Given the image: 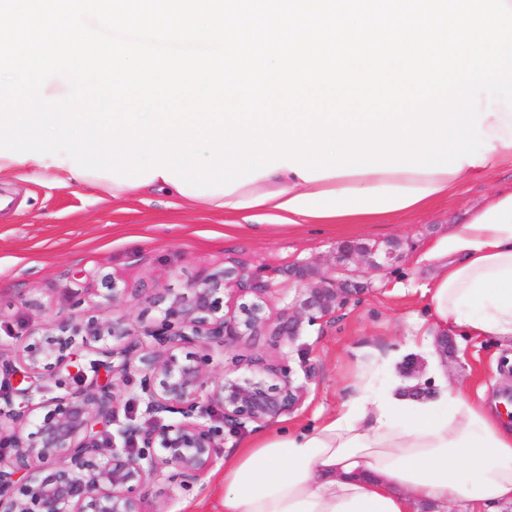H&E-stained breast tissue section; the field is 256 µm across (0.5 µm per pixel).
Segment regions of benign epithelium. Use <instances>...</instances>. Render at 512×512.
<instances>
[{
    "label": "benign epithelium",
    "mask_w": 512,
    "mask_h": 512,
    "mask_svg": "<svg viewBox=\"0 0 512 512\" xmlns=\"http://www.w3.org/2000/svg\"><path fill=\"white\" fill-rule=\"evenodd\" d=\"M363 257L375 271L400 260L396 249L345 242L334 253L345 271ZM304 291L295 308L275 319L264 309L268 287L226 268L170 297L159 289L136 294L155 312L135 324L117 310L125 289L110 284L100 294L105 318L72 325L58 319L39 336L26 334L20 349L0 345V372L18 385L0 392V512H142L139 491L155 482L188 491L213 467L224 428L270 423L297 408L303 387L292 371L210 377L208 358L182 355L189 346L217 342L228 348L243 336L267 333L275 343L294 341L303 322L336 314L360 288L336 281L315 266L294 271ZM230 302L222 311L218 294ZM96 358L85 367L78 352ZM139 375L140 399L152 425L128 423L117 433L121 394L117 381ZM51 376L61 394L34 403L33 386ZM48 409L40 417L36 410Z\"/></svg>",
    "instance_id": "benign-epithelium-1"
}]
</instances>
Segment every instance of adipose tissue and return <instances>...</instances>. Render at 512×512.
Wrapping results in <instances>:
<instances>
[{"mask_svg":"<svg viewBox=\"0 0 512 512\" xmlns=\"http://www.w3.org/2000/svg\"><path fill=\"white\" fill-rule=\"evenodd\" d=\"M481 128L491 141L482 160L453 173L370 172L304 180L280 167L229 195H183L155 177L133 187L80 176L51 159L0 157V176L51 174L55 183H84L113 198L164 192L185 206L203 204L241 227L275 225L343 229L410 214L512 164V112L497 104ZM436 271L426 292L427 327L406 339L424 355L439 386L416 396L417 379L390 368L381 385L367 375L349 385L340 407L303 429L282 428L252 440L224 460V512H443L458 501L471 512L512 503V426L459 383L438 371L434 335L464 333L512 342V190L495 191L447 239L429 245Z\"/></svg>","mask_w":512,"mask_h":512,"instance_id":"1","label":"adipose tissue"}]
</instances>
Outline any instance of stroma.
<instances>
[{"mask_svg":"<svg viewBox=\"0 0 512 512\" xmlns=\"http://www.w3.org/2000/svg\"><path fill=\"white\" fill-rule=\"evenodd\" d=\"M512 188V167L503 166L487 180L462 186L447 200L397 218L395 225L374 224L353 237L368 245H396L401 258L385 271H371L358 261L359 295L333 318L303 325L300 336L275 346L266 336H246L230 348H211L212 375L250 374L290 366L304 385L302 404L274 424L245 422L225 431L218 457L207 476L191 491L170 493L167 483L150 485L145 499L150 512H221L224 456L234 453L271 428L314 423L349 397L356 373H383L388 356L401 348L426 315L425 293L434 274L422 255L434 240L446 237L494 190ZM0 344L13 333L42 331L61 316L79 323L94 314L98 297L85 293L83 306L71 305V291L89 275H110L126 289L124 309L132 321L151 316L133 295L162 288L176 295L209 273L234 268L269 285L265 312L274 317L301 295L292 273L304 263L333 271V255L342 238L324 230L291 232L284 228L245 230L225 238L223 213L204 207L187 209L161 194L150 201H119L82 185L58 187L33 174L19 180L0 178ZM512 344L455 336L439 364L445 376L491 396L512 389Z\"/></svg>","mask_w":512,"mask_h":512,"instance_id":"obj_1","label":"stroma"}]
</instances>
